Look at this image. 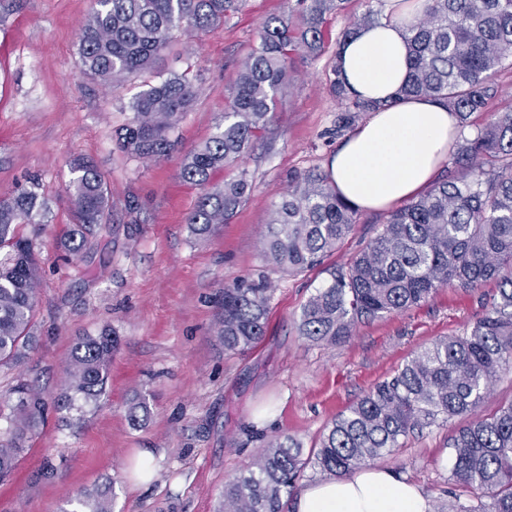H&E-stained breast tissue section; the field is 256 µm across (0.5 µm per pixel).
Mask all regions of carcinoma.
<instances>
[{
  "instance_id": "1",
  "label": "carcinoma",
  "mask_w": 512,
  "mask_h": 512,
  "mask_svg": "<svg viewBox=\"0 0 512 512\" xmlns=\"http://www.w3.org/2000/svg\"><path fill=\"white\" fill-rule=\"evenodd\" d=\"M243 0H102L94 4L79 36L85 74L120 84L150 72L173 33L211 31ZM347 0H295L287 12L266 18L258 46L241 65L225 99L216 132L188 152L180 176L201 188L187 217L200 236L229 221L250 197L246 170L210 186L213 171L239 163L266 131L289 92L295 57L316 58L329 41L330 16ZM368 10L335 38L326 91L341 106L336 135L362 116L386 107L360 99L346 84L340 48L364 25L378 20ZM410 72L402 97H423L455 112L461 127L499 97L494 75L512 57V0H425L422 17L405 29ZM195 98L191 83L171 74L133 97L130 121L116 131L129 157L161 159L177 149V126ZM74 222L65 248L79 253L95 228L107 223L109 195L104 176L87 160L71 162ZM50 205L38 185L0 199V366L19 362L34 325L40 267L26 226L48 222ZM359 221L324 171L295 172L288 191L263 225V257L277 269L298 274L320 266ZM494 281L498 294L461 334L434 340L355 403L337 414L310 448L292 435H278L233 482L224 487L220 512H283L311 469L339 477L403 447L415 432L472 420L448 438L449 481L460 492L448 512H512V401L490 414L479 408L494 382L512 371V105L495 112L472 136L457 141L453 167L423 195L391 212L382 231L330 272L304 304L299 334L336 344L358 324L406 312L441 288H477ZM274 289L243 279L224 285L217 336L224 351L244 354L265 334ZM116 337L108 330L75 343L66 371L62 406L98 400L108 379ZM8 437H0V481L24 452L26 431L44 403L25 384L16 387ZM71 512H112L111 488L74 499Z\"/></svg>"
}]
</instances>
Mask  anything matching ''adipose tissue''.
<instances>
[{"label": "adipose tissue", "instance_id": "ef3b65f1", "mask_svg": "<svg viewBox=\"0 0 512 512\" xmlns=\"http://www.w3.org/2000/svg\"><path fill=\"white\" fill-rule=\"evenodd\" d=\"M424 0H389L388 13L361 27L342 51L351 91L388 101L351 132L327 164L339 194L359 210L392 207L431 183L448 154L458 120L426 98H399L409 67L403 24L421 13ZM293 512H433L427 495L382 468L331 477L295 495Z\"/></svg>", "mask_w": 512, "mask_h": 512}]
</instances>
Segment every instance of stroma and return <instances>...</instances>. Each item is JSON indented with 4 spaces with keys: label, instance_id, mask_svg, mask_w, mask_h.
<instances>
[{
    "label": "stroma",
    "instance_id": "35a3bbf8",
    "mask_svg": "<svg viewBox=\"0 0 512 512\" xmlns=\"http://www.w3.org/2000/svg\"><path fill=\"white\" fill-rule=\"evenodd\" d=\"M92 0H0V198L38 181L51 204L36 238L41 267L34 336L19 365L0 366V411L28 384L44 402L12 479L0 484V512H67L77 493L111 486L112 512H216L226 484L290 434L311 445L374 383L435 338L460 333L497 294L495 282L447 286L409 311L358 325L348 342L313 343L297 330L301 310L332 268L382 229L384 212H364L354 232L322 265L299 275L274 269L260 251L266 213L293 171L326 170L340 144L338 103L324 89L331 52L297 61L290 95L264 140L239 167L216 170L215 185L246 169L248 201L227 224L198 239L187 217L200 194L180 176L184 153L203 145L224 111L241 62L257 45L260 23L284 0H244L220 28L175 33L157 72H189L197 96L176 131L179 146L162 160L131 159L114 131L142 80L118 86L86 76L78 33ZM83 157L104 174L111 221L76 256L61 245L71 222L69 163ZM271 282L262 341L228 354L216 334L224 284ZM110 330L119 345L105 391L82 410L63 408L74 342ZM145 399L147 420L131 404ZM452 427L409 436L380 468L416 484L433 507L448 503ZM151 451L156 476L132 485L137 455ZM52 477H43L45 467Z\"/></svg>",
    "mask_w": 512,
    "mask_h": 512
}]
</instances>
